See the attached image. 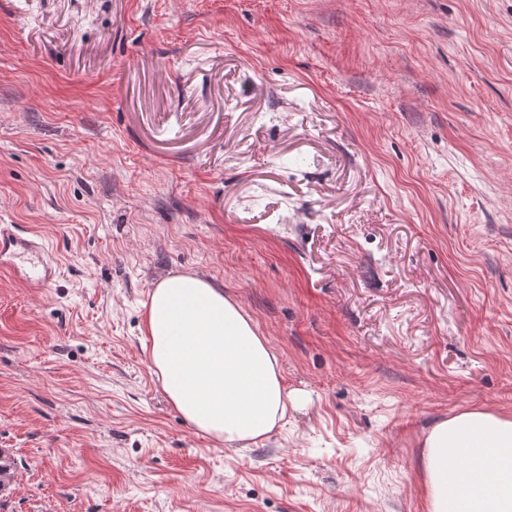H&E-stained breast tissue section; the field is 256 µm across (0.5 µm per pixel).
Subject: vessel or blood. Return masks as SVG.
Instances as JSON below:
<instances>
[{"label": "vessel or blood", "instance_id": "1", "mask_svg": "<svg viewBox=\"0 0 512 512\" xmlns=\"http://www.w3.org/2000/svg\"><path fill=\"white\" fill-rule=\"evenodd\" d=\"M18 260L31 267L26 277L29 287L42 289L54 282L57 267L45 245L28 235L0 227V264L10 266Z\"/></svg>", "mask_w": 512, "mask_h": 512}]
</instances>
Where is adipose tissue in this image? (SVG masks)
Wrapping results in <instances>:
<instances>
[{
  "label": "adipose tissue",
  "instance_id": "ef3b65f1",
  "mask_svg": "<svg viewBox=\"0 0 512 512\" xmlns=\"http://www.w3.org/2000/svg\"><path fill=\"white\" fill-rule=\"evenodd\" d=\"M143 343L162 390L195 430L253 443L281 427L298 394L238 303L208 279L172 274L149 291ZM426 512H512V419L468 410L423 439Z\"/></svg>",
  "mask_w": 512,
  "mask_h": 512
}]
</instances>
